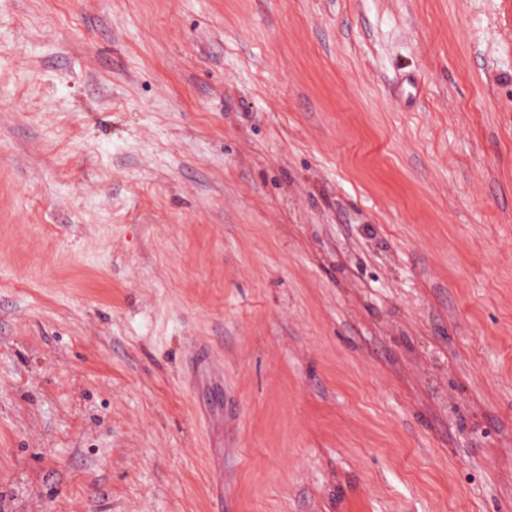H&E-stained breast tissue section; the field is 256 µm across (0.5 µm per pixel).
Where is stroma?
<instances>
[{"instance_id":"obj_1","label":"stroma","mask_w":512,"mask_h":512,"mask_svg":"<svg viewBox=\"0 0 512 512\" xmlns=\"http://www.w3.org/2000/svg\"><path fill=\"white\" fill-rule=\"evenodd\" d=\"M0 512H512V0H0Z\"/></svg>"}]
</instances>
